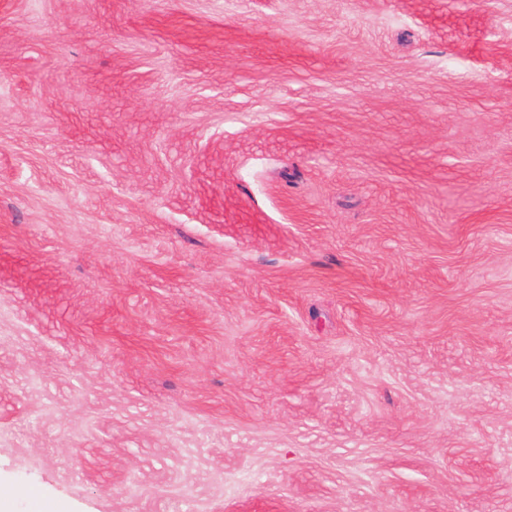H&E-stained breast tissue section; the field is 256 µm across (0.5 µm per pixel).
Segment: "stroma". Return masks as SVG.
Masks as SVG:
<instances>
[{"instance_id":"35a3bbf8","label":"stroma","mask_w":512,"mask_h":512,"mask_svg":"<svg viewBox=\"0 0 512 512\" xmlns=\"http://www.w3.org/2000/svg\"><path fill=\"white\" fill-rule=\"evenodd\" d=\"M512 512V0H0V512Z\"/></svg>"}]
</instances>
